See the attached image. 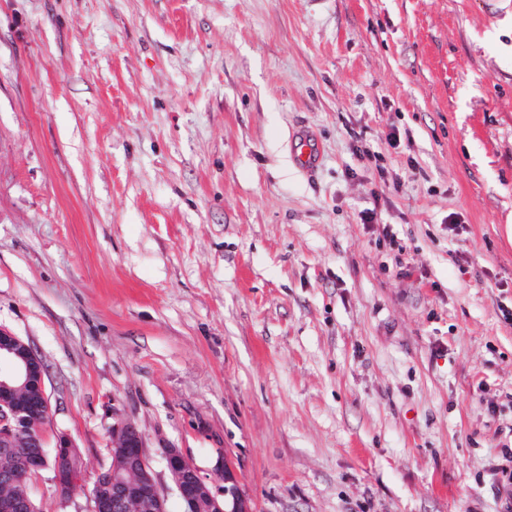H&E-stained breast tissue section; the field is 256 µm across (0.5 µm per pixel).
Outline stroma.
Wrapping results in <instances>:
<instances>
[{"label":"stroma","mask_w":512,"mask_h":512,"mask_svg":"<svg viewBox=\"0 0 512 512\" xmlns=\"http://www.w3.org/2000/svg\"><path fill=\"white\" fill-rule=\"evenodd\" d=\"M510 224L512 0H0V329L83 460L41 512L120 419L168 512L166 448L255 512H505Z\"/></svg>","instance_id":"stroma-1"}]
</instances>
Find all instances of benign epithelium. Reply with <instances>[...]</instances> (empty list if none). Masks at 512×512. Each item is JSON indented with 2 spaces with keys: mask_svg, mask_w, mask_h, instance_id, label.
Wrapping results in <instances>:
<instances>
[{
  "mask_svg": "<svg viewBox=\"0 0 512 512\" xmlns=\"http://www.w3.org/2000/svg\"><path fill=\"white\" fill-rule=\"evenodd\" d=\"M4 362L9 368L0 370V454L14 456L17 466L0 470V485L22 483L24 472L48 471L63 494L74 480V446L61 435L49 454L44 434L29 429L34 418L49 411L44 365L23 339L0 330V364ZM164 460L184 512H254L250 500L239 493L237 474L229 464L222 467L224 486L217 493L179 449H164ZM0 512H34V504L22 493L3 494ZM90 512H166L142 434L129 420L112 425V470L97 474Z\"/></svg>",
  "mask_w": 512,
  "mask_h": 512,
  "instance_id": "1",
  "label": "benign epithelium"
}]
</instances>
